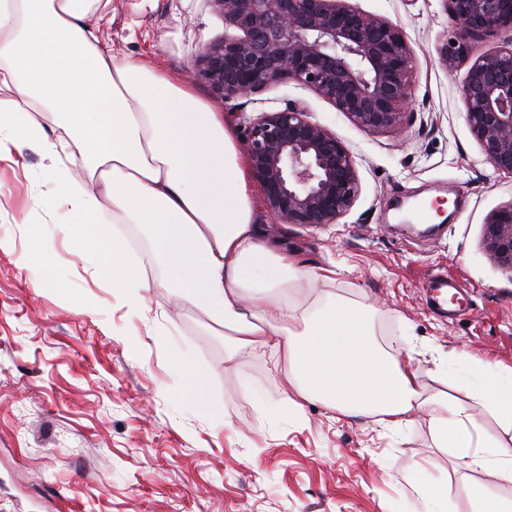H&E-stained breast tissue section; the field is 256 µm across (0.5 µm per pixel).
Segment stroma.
Listing matches in <instances>:
<instances>
[{
  "instance_id": "obj_1",
  "label": "stroma",
  "mask_w": 512,
  "mask_h": 512,
  "mask_svg": "<svg viewBox=\"0 0 512 512\" xmlns=\"http://www.w3.org/2000/svg\"><path fill=\"white\" fill-rule=\"evenodd\" d=\"M399 25L413 54L405 132H370L311 91L280 81L247 98H220L199 60L224 37L210 0H96L97 35L120 60L175 74L237 144L249 117L302 103L312 121L357 157L360 195L325 228L278 223L253 183L259 236L334 275L331 296L374 306L385 350L415 352L423 397L466 402L488 437L504 432L468 392L480 359L512 367V272L485 250L484 224L512 202V174L485 159L466 122L460 88L469 60L446 66L453 22L441 0H349ZM36 152L0 156V512H474L454 495L428 503L408 475L469 483L512 501V482L468 469L438 447L427 415L402 431L372 416L335 419L317 401L276 412L285 394L270 352L228 355L224 330L192 307H174L154 284L134 315L79 251ZM438 228L411 232L420 200ZM454 279L465 303L451 319L431 311L428 283ZM85 313H78V306ZM188 356L174 367V352ZM442 364L447 381L432 374ZM204 378L210 411L194 404Z\"/></svg>"
}]
</instances>
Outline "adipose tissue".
Here are the masks:
<instances>
[{
	"label": "adipose tissue",
	"mask_w": 512,
	"mask_h": 512,
	"mask_svg": "<svg viewBox=\"0 0 512 512\" xmlns=\"http://www.w3.org/2000/svg\"><path fill=\"white\" fill-rule=\"evenodd\" d=\"M95 0H0V153L32 148L47 160L59 202L84 228V248L133 311L146 306L147 265L183 305L223 326L230 353L285 354V410L317 400L346 418L376 416L401 430L430 415L440 447L466 468L512 482V443L490 441L459 403L422 399L414 356L384 352L369 305L288 291L327 280L263 242L253 224L249 171L224 116L172 75L118 61L96 34ZM147 236L145 261L103 226ZM470 390L512 431V384L475 363Z\"/></svg>",
	"instance_id": "1"
}]
</instances>
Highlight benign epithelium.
<instances>
[{
  "instance_id": "obj_1",
  "label": "benign epithelium",
  "mask_w": 512,
  "mask_h": 512,
  "mask_svg": "<svg viewBox=\"0 0 512 512\" xmlns=\"http://www.w3.org/2000/svg\"><path fill=\"white\" fill-rule=\"evenodd\" d=\"M209 2L224 16V40L205 51L200 72L219 97H247L286 79L368 131L401 126L412 56L391 20L346 0ZM443 2L455 23L441 49L449 66L469 55L477 38L512 32V0ZM460 94L486 160L512 174V46L477 56ZM245 147L265 204L283 224H337L359 195L354 152L300 106L248 119ZM484 242L490 257L512 270V202L488 216Z\"/></svg>"
}]
</instances>
